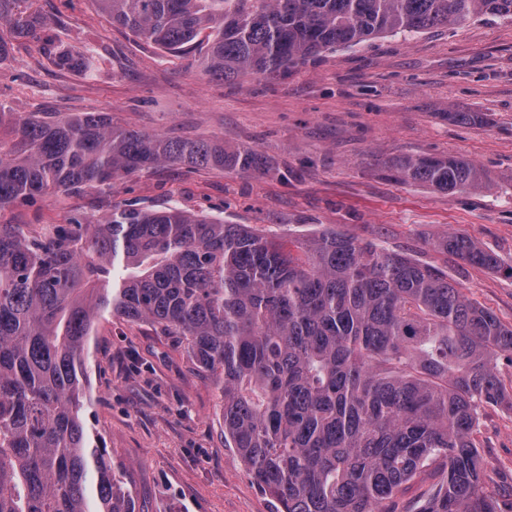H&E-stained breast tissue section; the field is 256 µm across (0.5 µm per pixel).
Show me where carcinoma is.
Returning a JSON list of instances; mask_svg holds the SVG:
<instances>
[{"instance_id":"cac0c4a2","label":"carcinoma","mask_w":512,"mask_h":512,"mask_svg":"<svg viewBox=\"0 0 512 512\" xmlns=\"http://www.w3.org/2000/svg\"><path fill=\"white\" fill-rule=\"evenodd\" d=\"M34 0H0V65L46 27ZM112 22L174 56L204 50L205 71L274 76L370 37L472 18H512V0H94ZM59 69L88 53L42 46ZM0 212L95 188L163 164L265 175L244 146L143 134L101 112L0 103ZM395 177L455 193L480 185L458 156L405 157ZM433 247L498 270L497 255L445 233ZM109 313L179 337L220 374L224 444L277 512H396L421 474L418 512H504L482 479L479 410L512 395L493 361L512 325L470 301L439 267L337 229L297 242L178 206L121 202L29 232L0 223V512H136L107 449L90 436L81 375ZM437 479L419 477L412 482L404 485L396 494V501L399 512H415L419 502L423 499L424 494L429 490Z\"/></svg>"}]
</instances>
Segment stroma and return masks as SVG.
<instances>
[{
  "label": "stroma",
  "mask_w": 512,
  "mask_h": 512,
  "mask_svg": "<svg viewBox=\"0 0 512 512\" xmlns=\"http://www.w3.org/2000/svg\"><path fill=\"white\" fill-rule=\"evenodd\" d=\"M65 47L106 56L97 71L48 64L39 42H16L0 65L8 111L105 112L115 125L255 149L267 175L165 165L118 181L114 197L54 193L0 220H95L113 202H169L286 240L334 228L448 273L472 301L512 324V20L479 18L384 35L325 52L290 73L224 81L112 26L94 0H37ZM471 112L469 123L449 113ZM455 155L483 172L448 194L397 180L405 156ZM459 233L495 253L496 272L433 251ZM88 421L124 472L136 512H276L236 449L224 445L217 376L198 370L175 337L104 315L88 345ZM476 443L489 490L512 483V406L481 410Z\"/></svg>",
  "instance_id": "stroma-1"
}]
</instances>
